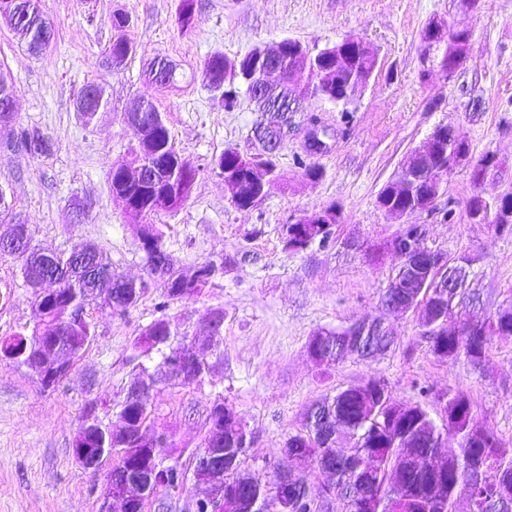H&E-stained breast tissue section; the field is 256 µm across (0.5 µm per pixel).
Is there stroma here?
<instances>
[{
    "mask_svg": "<svg viewBox=\"0 0 512 512\" xmlns=\"http://www.w3.org/2000/svg\"><path fill=\"white\" fill-rule=\"evenodd\" d=\"M43 5L55 38L38 56L0 16V71L11 79L17 119L54 143L52 156L36 159L4 148L9 133L0 131V188L33 244L66 253L90 244L116 273L145 277L136 228L113 195L109 174L137 144L128 113L149 99L166 118L177 149L198 168L190 197L155 219L177 267L189 275L205 260L251 254L250 261L225 268L201 300L175 302L165 311L198 335L208 309L224 310L223 364L198 383L163 385L157 398L156 425L172 434L174 461L192 469L207 409L221 398L252 434L246 469L298 468L281 449L302 428L306 407L370 377L385 379L397 402L417 401L423 386L463 391L477 421L512 442V343L494 345L480 372L436 361L416 315L381 304L391 258L371 262L350 247L354 241L383 243L405 222L425 225L427 247L477 257L471 286L480 310L512 306V237L468 218L465 203L476 188L467 168L449 176L437 211L398 222L376 202L407 154L440 124L456 126L473 156L493 152L502 159L477 188L485 198L512 192V0H197L198 22L189 30L177 23L179 0ZM115 11L130 19L123 35L135 53L114 72L105 65V51ZM430 23L471 31L470 54L453 76L441 71L440 50L422 40ZM349 36L378 54L368 88L348 105L313 98L293 113L279 154L280 180L256 208L231 206L213 160L228 146L251 148L256 114L245 97L234 110L224 109L202 82L205 57L220 51L234 59L284 37L321 48ZM157 56L175 67L173 84L145 81L142 72ZM101 79L110 108L88 125L75 101L84 85ZM312 115L329 144L313 157L324 171L317 181L305 179L297 163ZM332 204L343 215L335 245L284 250L283 225ZM448 207L455 218L446 223L439 211ZM163 293L161 282L151 283L123 315L89 306L93 340L55 388L43 390L27 367L0 360V512H101L104 475L76 463L73 441L88 401H97L104 422L112 421V408L129 386L134 338L164 313ZM33 299L20 261L0 255V338L33 326ZM365 316L392 330L393 348L371 359L348 358L319 375L307 353L309 338ZM299 468L310 474L312 492H319L313 463Z\"/></svg>",
    "mask_w": 512,
    "mask_h": 512,
    "instance_id": "obj_1",
    "label": "stroma"
}]
</instances>
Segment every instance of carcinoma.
<instances>
[{
  "mask_svg": "<svg viewBox=\"0 0 512 512\" xmlns=\"http://www.w3.org/2000/svg\"><path fill=\"white\" fill-rule=\"evenodd\" d=\"M17 16L11 19L13 29L25 42L28 50L40 55L54 38L52 24L44 15L42 0H16ZM178 21L183 29H191L197 21L196 0H180ZM129 23V17L122 12H114L111 17L112 29L117 34L108 46L106 60L111 63L119 60L126 64L135 54L133 46L120 34ZM423 40L430 47H443L441 60H458L463 64L471 50V32L465 27L456 28L450 37L440 30L429 27L423 31ZM284 54L281 63L293 71L300 68L304 59L319 80L303 86V76H298L292 89L270 85L262 92L251 85L249 78L256 69L255 61L259 49L253 48L245 55L230 59L220 51L205 57L201 76L211 92L219 96L224 108L236 107L239 90L254 103L259 119L251 128L255 133L269 124L268 111L271 105L289 94L299 98L309 95L334 103L348 104L366 87L373 77L378 62L376 54L361 48V39L347 37L340 46L334 45L314 50L298 40L282 39ZM176 71L163 57L154 58L145 70L148 82L166 86L175 80ZM95 97L85 101L76 98V111L80 112L85 124L93 122L99 112L109 108V95L104 82H93ZM127 120H136L145 128L146 141L131 149L129 163L144 161L147 176L135 183H123L122 171L112 170L110 185L112 192H129L130 197L140 202L127 212L133 224H145L161 207H146L149 194L156 186L181 189L179 202H184L191 193L198 169L188 171L189 180L181 184L182 177L169 182L166 177L169 167L180 152L166 120L155 104L146 100L139 108L128 114ZM29 146L25 154L33 158H47L53 152V142L49 136L37 127L18 125L7 147L16 149L17 145ZM221 175L230 178L240 177L238 184H225L227 199L237 209H248L256 205L257 193L248 182V175L265 176L272 182L279 178L277 156L263 149L252 152L236 146L224 149L219 158ZM436 164L430 154L412 150L399 166L398 173L405 175L423 170ZM377 203L388 217H400L426 210V205L418 197L401 194L394 182L385 184L377 195ZM494 206L487 205L477 194L467 201L469 219L477 223L487 220ZM341 220L340 210L328 206L313 212L295 224L283 227L282 242L284 249L301 252L313 244L325 247L334 241L333 226ZM150 241L153 248L141 243L145 254V265L150 277L157 270L166 276L164 301L161 307L170 303L186 300H200L206 289L214 285L215 267L224 268L233 264L230 258H223L220 264L212 260L201 262L197 269L202 272L199 280L204 286H188L185 275L179 272L174 257L163 241L162 232L157 225H150ZM23 251L26 257L21 259L23 277L29 286L35 279L50 274L62 281L70 295L77 297L78 306L85 309L90 305L104 304V298L112 300L110 312L117 315L126 313L134 307L148 290L147 283L141 282L140 288L133 289L132 281L112 272L111 262L99 251H94L92 263L82 265L75 262L72 254L56 253L32 244L26 237ZM52 258V263L42 266V257ZM469 260L461 257L448 268V277L459 288L448 292V299L441 305L440 312L451 318L459 311L464 301L470 298L468 278ZM482 322L468 334L462 336L456 331L445 332L442 336H425L428 351L438 360L448 364L465 362L478 366L486 362L495 343L512 342V307L500 309L494 313L481 312ZM357 332L348 329H329L312 337L316 341L317 358L315 364L332 367L342 363L345 358L355 354L363 359L369 357L372 350L383 354L390 350L395 338L383 333L381 322L376 318L364 317L356 321ZM89 323H79V327L70 325L59 327L57 338L65 349L83 352L92 337L87 332ZM189 333L182 331L163 315L145 326L135 337L133 349L136 364L131 374V383L142 392L137 400L123 399L116 408V418L127 423V435L111 437L103 433L77 435L73 446L90 448H113L116 454H122L128 461L139 459V436H148L151 421L156 412L158 389L154 382L145 378L148 367L143 359L155 356L165 361L186 345ZM222 331L215 337H207L205 345L198 350L203 357H223ZM39 350L36 332L26 335L15 333L0 340V357L12 355L11 361L21 364L27 357ZM421 399L407 404L392 402L389 386L383 379L370 378L359 384L350 385L336 392L330 398L311 405L305 413L302 428L288 436V447L305 454L316 462L317 473L326 479L322 493L338 500V512H457L458 502L467 495L472 500L473 512H512V446L498 437L493 429L478 424L474 416L471 400L462 391H448L432 394L422 387ZM442 403L441 418L444 428H439L427 410L426 401ZM228 405L219 402L212 405L207 413V435L201 445L232 448L239 454V461L245 462L247 449L251 444V433L240 417H231L225 413ZM448 431L458 441L456 451L443 461V469L437 470L425 464L429 458L438 457L441 447V430ZM161 445L157 447L158 476L154 483V495L168 498L179 492L185 481V470L178 463L169 464L171 448L175 447L169 435L160 433ZM239 494L251 495L269 491L274 476L252 473L243 467L232 474Z\"/></svg>",
  "mask_w": 512,
  "mask_h": 512,
  "instance_id": "1",
  "label": "carcinoma"
}]
</instances>
